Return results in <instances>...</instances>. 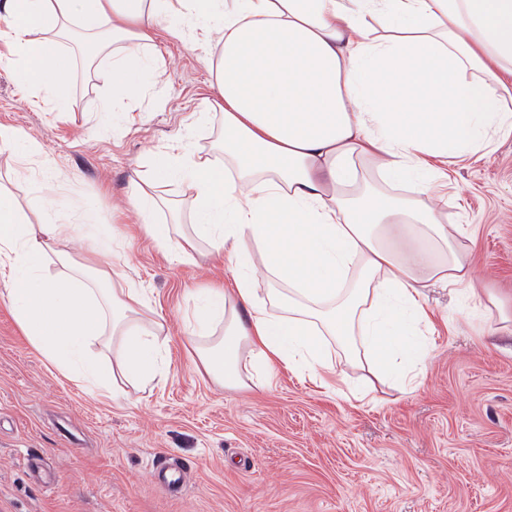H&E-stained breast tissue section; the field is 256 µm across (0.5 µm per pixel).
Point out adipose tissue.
<instances>
[{
	"mask_svg": "<svg viewBox=\"0 0 512 512\" xmlns=\"http://www.w3.org/2000/svg\"><path fill=\"white\" fill-rule=\"evenodd\" d=\"M0 12L15 80L61 110L75 65L65 34L111 55L118 103L154 76L147 48L163 21L192 31L214 75L203 110L224 117L226 164L182 141L146 175L190 194L186 244L208 241L233 265V287L207 289L188 319L195 334L223 324L200 360L224 386L280 364L325 381L332 342L346 366L403 373L429 355L417 334L426 288L474 295L434 170L512 131V0H0ZM115 254L96 211L57 224L0 188L17 323L63 376L113 400L124 383L165 377L161 327L132 279L114 282ZM95 343L110 358L92 356Z\"/></svg>",
	"mask_w": 512,
	"mask_h": 512,
	"instance_id": "ef3b65f1",
	"label": "adipose tissue"
}]
</instances>
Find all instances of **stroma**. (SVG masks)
<instances>
[{"mask_svg": "<svg viewBox=\"0 0 512 512\" xmlns=\"http://www.w3.org/2000/svg\"><path fill=\"white\" fill-rule=\"evenodd\" d=\"M155 44L150 88L118 112L104 109L108 58L77 70L63 112L0 65V125L38 148L25 162L0 153V184L47 201L61 224L95 209L167 333L165 380L98 398L31 346L0 279V512H512V325L498 318L512 311V134L441 168L443 221L472 236L478 294L427 289L430 356L406 390L360 400L365 370L324 386L281 366L227 388L197 355L210 336L185 319L205 290L231 287V271L206 241L180 253L191 225L179 183L150 187L170 243L150 237L130 202L136 172L178 140L224 161L221 113L198 119L213 83L200 50L164 25ZM158 457L183 471V487L154 481Z\"/></svg>", "mask_w": 512, "mask_h": 512, "instance_id": "35a3bbf8", "label": "stroma"}]
</instances>
